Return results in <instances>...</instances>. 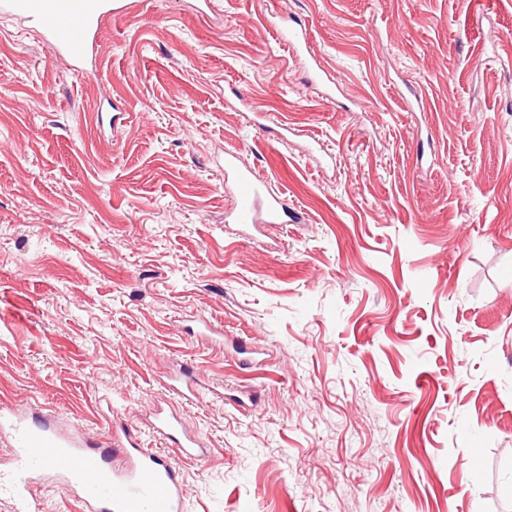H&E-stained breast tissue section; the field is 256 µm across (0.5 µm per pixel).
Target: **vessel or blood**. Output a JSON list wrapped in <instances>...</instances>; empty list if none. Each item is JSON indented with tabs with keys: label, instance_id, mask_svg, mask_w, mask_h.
<instances>
[{
	"label": "vessel or blood",
	"instance_id": "obj_1",
	"mask_svg": "<svg viewBox=\"0 0 512 512\" xmlns=\"http://www.w3.org/2000/svg\"><path fill=\"white\" fill-rule=\"evenodd\" d=\"M127 0H0V13L34 24L54 55L67 58L81 72L92 75L94 44L101 24L126 14ZM236 172V203L231 219L245 236L263 225L278 223L281 202L254 172L236 166L234 154L225 157ZM167 390L196 401L206 393L195 374L169 379ZM154 431L171 442L179 454L196 460L201 450L195 437L171 410L159 409ZM0 430L10 434L13 468L0 476V495H10L17 512H42L32 485L43 474L74 494L85 512H184L189 491L171 468L144 453L135 433L125 434L111 455L88 452L82 441L64 436L48 424L0 411Z\"/></svg>",
	"mask_w": 512,
	"mask_h": 512
}]
</instances>
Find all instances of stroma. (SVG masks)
<instances>
[{"label":"stroma","mask_w":512,"mask_h":512,"mask_svg":"<svg viewBox=\"0 0 512 512\" xmlns=\"http://www.w3.org/2000/svg\"><path fill=\"white\" fill-rule=\"evenodd\" d=\"M129 3L93 77L0 15V407L136 431L185 512H512V0ZM228 152L288 204L248 242ZM165 387L170 393L184 400L196 401L203 398L206 393L202 382L193 373H183L169 379ZM152 428L157 434L170 441L183 458L197 460L201 457L202 453L195 437L170 409L162 408L155 413Z\"/></svg>","instance_id":"obj_1"}]
</instances>
